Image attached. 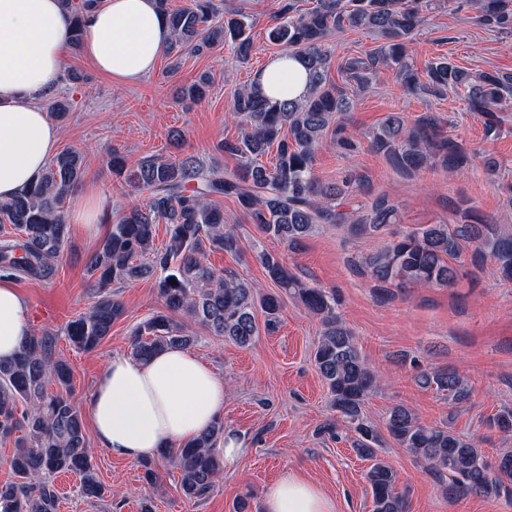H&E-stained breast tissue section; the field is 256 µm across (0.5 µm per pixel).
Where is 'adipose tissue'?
I'll use <instances>...</instances> for the list:
<instances>
[{"label": "adipose tissue", "instance_id": "ef3b65f1", "mask_svg": "<svg viewBox=\"0 0 512 512\" xmlns=\"http://www.w3.org/2000/svg\"><path fill=\"white\" fill-rule=\"evenodd\" d=\"M73 25L61 0H0V201L32 183L57 151L59 130L39 102L59 86ZM170 39L156 0H96L83 19V53L121 83L150 74ZM254 83L267 96L298 99L309 74L283 53ZM30 334L26 299L12 279L0 278V361L11 360ZM226 396L223 378L188 349L169 348L148 361L116 355L95 383L89 416L101 446L141 460L210 427ZM263 512H335V504L289 472L268 487Z\"/></svg>", "mask_w": 512, "mask_h": 512}]
</instances>
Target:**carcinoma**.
Wrapping results in <instances>:
<instances>
[{"mask_svg":"<svg viewBox=\"0 0 512 512\" xmlns=\"http://www.w3.org/2000/svg\"><path fill=\"white\" fill-rule=\"evenodd\" d=\"M74 17L72 42L79 47L82 19L92 0H62ZM433 0H316L300 10L294 0L283 6L286 19L272 26L269 40L301 59L309 72V88L298 100L279 101L263 95L255 86L240 88L232 99V119L243 126L241 137L226 140L218 150L235 156L240 167L227 173L192 154L146 156L126 168L118 154L110 164L112 174L136 190L149 192L148 202L116 218L99 249L90 256L87 269L94 278V301L88 312L69 321L64 333L77 349L91 352L110 335L112 325L125 314V306L112 286L140 279H154L164 310L134 331L132 355L147 361L172 347H189L194 337L171 314L180 313L218 337L240 347L252 344L259 329L255 313H265V328L279 322L280 299L263 294L250 283L227 271L218 272L202 258L205 249L235 251L238 239L232 225L224 223V211L216 198H232L239 210L266 236L294 249L323 226L347 229L358 238L382 230L397 219V208L383 197L370 209L354 207L355 191L362 177L336 184L321 183L314 172L316 152L327 136L344 155L358 149V141L346 132L343 114L353 107L346 88L328 77L331 58L325 40L337 29L360 28L383 40L380 48L339 66L345 84L364 87L366 74L378 67L393 68L409 88L433 92L461 90L469 110L485 116L486 132L501 130L498 108L512 98V74H473L446 58L419 70L410 62L407 44ZM477 22L487 28L512 32V0H468ZM171 28L168 53L187 49L195 54L230 41L238 57H250L253 42L251 19L235 14L214 25L219 14L215 0H192L181 9L169 0H157ZM210 77L199 76L184 87L180 100L192 103L206 95ZM372 149L382 154L395 170L415 175L441 168L453 174L468 169L477 153L450 138L439 136L438 119L430 114L408 124L389 115L370 134ZM276 147L270 166L260 157ZM85 174L81 153H59L34 183L15 198L0 201V223L10 224L17 236L0 240V273L12 278L51 281L69 236L64 216L66 192L82 182ZM460 221L453 228L427 224L393 240L380 251L363 258L364 275L380 284H451L460 268L493 263L494 272L512 281V224H488L470 207L457 208ZM167 225V239L155 243L156 226ZM266 277L320 316L322 330L314 363L332 394L333 408L357 434L355 448L372 461L367 472L372 512H404L397 473L377 457L379 435L364 415L366 398L377 390L383 377L370 368L359 351L354 333L336 313L333 298L322 289L304 283L270 251L258 252ZM56 334L45 331L30 337L16 358L0 362V436L17 432L10 460L14 480L0 484V512H59V494L51 480L56 473L79 476L80 490L88 498H102L105 489L96 479L93 457L87 448L85 425L78 403L71 397L72 369L55 356ZM59 387L48 392L49 383ZM424 388L447 392L459 404L469 392L454 370L423 372ZM386 430L396 443L424 461L435 472L448 473V496L498 494L512 487V449L496 456L495 466L472 439L460 437L448 425L430 427L403 406L393 407ZM224 423L215 421L207 430L177 449L171 456L180 473V487L190 500L199 501L215 489L224 469L217 445Z\"/></svg>","mask_w":512,"mask_h":512,"instance_id":"carcinoma-1","label":"carcinoma"}]
</instances>
